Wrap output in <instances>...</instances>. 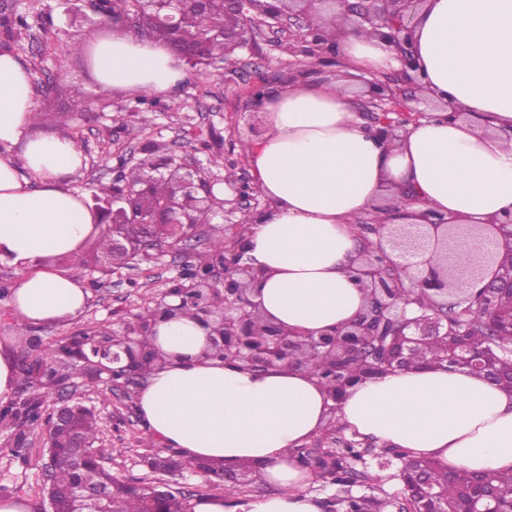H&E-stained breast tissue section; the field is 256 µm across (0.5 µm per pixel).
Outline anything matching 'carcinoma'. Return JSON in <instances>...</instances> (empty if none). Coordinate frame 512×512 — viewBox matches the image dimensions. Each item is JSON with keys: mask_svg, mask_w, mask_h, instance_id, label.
Masks as SVG:
<instances>
[{"mask_svg": "<svg viewBox=\"0 0 512 512\" xmlns=\"http://www.w3.org/2000/svg\"><path fill=\"white\" fill-rule=\"evenodd\" d=\"M95 21L113 27L131 17H140L144 24L141 33L149 38L166 42L187 65L195 69L196 75L207 76L210 69L219 70L234 63L233 51L224 40V29L230 24L224 20V0H214L208 8H202L195 0H182L172 21L164 19L170 13L165 0H91ZM0 26L10 40L20 38L31 29L28 16L18 10L3 14ZM41 45L53 51L56 73L49 89L56 97L68 101L69 108L82 112L86 99L66 80L64 48L58 32L42 29ZM185 180L182 164L169 155L167 149L154 144L145 150L139 164L127 173L108 183H99L93 188V206L103 222H112V202L122 196V183L127 181L135 187L132 209L127 211L131 222L138 219H166L164 210L173 200L175 190ZM182 209L174 214L182 221L195 226L211 223L214 209L223 205L216 199L208 206H201L185 199ZM224 238L209 240L207 247L196 253L192 267L200 269L215 259L224 256ZM112 253V229L96 240L94 249L88 254L71 258L81 268L94 267L106 272L104 259ZM496 323L489 322L488 311L479 303L448 307V319L466 326L463 336L444 340L428 339L424 352L414 358L417 365H440L457 368L454 360L455 345L465 346L470 355L487 367L488 379L512 388V306L503 303ZM132 331L140 333L142 355L133 363L132 369L140 379H146L158 368L162 358L151 343V336L144 334V316L127 322L121 330L101 326L94 330H80L53 343L38 335H29L20 348L18 359L19 377L26 387L25 397L13 400L0 407V425L10 431V439L3 452L11 462L22 468H43L48 458L54 460L52 482L44 483L43 490L57 509H72L74 512H187V505L176 492L152 483L131 485L112 476L104 468L111 449L100 441V427L94 411L83 409L71 422L48 423L45 434L46 448L35 457L29 436L37 429L45 407L53 404L59 387L78 378L90 385H100L104 377L102 367L108 365L112 353L121 352L126 336ZM301 364L309 373L328 387L333 379L325 368V356L321 351L302 350ZM365 449L348 442L335 449L331 458L324 461L317 477L336 485L366 482L379 484L377 472L360 470L358 462L364 458ZM382 452L396 457L400 468H418L420 479L426 482L439 499L447 504V512H460L474 494L489 478L500 493L501 506L512 504V472L474 473L466 469L443 468L438 463L418 456L405 448H382ZM103 485L108 496L98 502L78 497L84 490H93ZM380 503L373 498L346 497L337 501L338 512H382Z\"/></svg>", "mask_w": 512, "mask_h": 512, "instance_id": "cac0c4a2", "label": "carcinoma"}]
</instances>
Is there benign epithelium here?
Wrapping results in <instances>:
<instances>
[{"mask_svg": "<svg viewBox=\"0 0 512 512\" xmlns=\"http://www.w3.org/2000/svg\"><path fill=\"white\" fill-rule=\"evenodd\" d=\"M332 2L339 4L344 21H354V29L371 31L386 41L396 52L401 67L367 82L368 97L362 101L361 115L369 120L376 133L394 141L406 131L407 125L432 114L422 112L407 103L417 100L414 92L422 88L415 64L412 40L416 15L424 9L426 0H224V9L242 16L245 26L231 38L232 46L241 48L256 37L259 27L269 21L296 20L299 31L296 38L310 44L309 52L325 63L335 55L329 47L324 31L313 25L310 16L315 6ZM185 168L190 178L185 184L189 191L203 192L199 202L204 204L211 194L203 190L199 166L188 162ZM231 204L240 208L253 199L259 187L246 180L234 188ZM419 224L358 225L359 266L353 277L367 288L368 304L351 324L317 336L290 333L288 329L266 322L259 305L252 300L255 276L245 262V244L236 237L224 253L204 273L193 279H176L157 304L158 310L146 315L149 323L159 319V313L172 317L185 301L196 302L200 309V323L209 330L213 342L210 350H224V359L238 360L244 367L262 371L282 361L285 346L291 341L309 349L323 352L331 368L340 363L349 350L372 351L381 346L384 336L396 337L392 357L393 367H413L411 358L421 341L428 336L446 337L448 325V297L456 295L465 302L470 296L473 268L494 261V248L501 241L512 240V216L494 219L481 229L448 223V218L423 211ZM183 224L174 220L168 224L174 240L164 242L147 233L142 236V251L155 258L170 250H185L197 241V231L185 235ZM489 232L482 255L473 257L465 246L469 237L476 238ZM220 290L224 293V312L206 307L208 295ZM416 290H425L432 297L430 307L411 314L408 298ZM489 306L490 317H495V299L512 294V269L493 274L481 289ZM138 336H127L124 356L112 355V363L126 362V372L112 377V390H123L125 383L136 379L131 369L136 355Z\"/></svg>", "mask_w": 512, "mask_h": 512, "instance_id": "obj_1", "label": "benign epithelium"}]
</instances>
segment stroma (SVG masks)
<instances>
[{
  "label": "stroma",
  "mask_w": 512,
  "mask_h": 512,
  "mask_svg": "<svg viewBox=\"0 0 512 512\" xmlns=\"http://www.w3.org/2000/svg\"><path fill=\"white\" fill-rule=\"evenodd\" d=\"M4 4L16 5L30 14V30L20 41L11 43L10 50L29 67L38 107H46L45 86L56 71L52 52L41 46L42 27L56 29L67 46V77L84 93L86 109L72 112L64 103H56L47 126L69 136L84 153L87 166L72 179L70 187L85 196L98 182L110 181L113 167H135L143 146L152 141L166 145L179 161L195 160L203 165L208 164L211 153L200 152L199 146L210 144L211 152L224 155L223 168L213 171L216 178H223L225 169L230 168L236 179H251L246 146L255 138L254 128L262 124L260 105L249 93L252 83L258 75L269 76L268 88L274 91L299 70L308 68L316 75L321 72L320 67H309L304 53L290 48L287 33L264 27L248 48L236 51L232 66L205 79L185 70L181 83L172 91L157 94V107L148 110L138 105L137 93L104 86L87 62L86 54L98 33L91 25L79 28L73 24L76 15L87 13V0H0V6ZM132 125L143 128L141 138L126 136L125 127ZM181 262V257L166 255L114 269L102 287H92L90 303L77 320L40 329V336L53 341L101 325L120 328L124 320L152 307L176 276ZM76 395L99 417L100 436L112 450L105 466L113 476L126 483L156 482L158 475L147 462L170 455L171 450L161 440L147 436L135 394L104 395L99 389L83 385ZM171 481L193 499L221 497L244 502L277 492L276 486L255 476L237 486L210 482L189 460ZM0 483L9 486L11 497L26 500L31 512H47L38 470L14 468L0 453Z\"/></svg>",
  "instance_id": "stroma-1"
}]
</instances>
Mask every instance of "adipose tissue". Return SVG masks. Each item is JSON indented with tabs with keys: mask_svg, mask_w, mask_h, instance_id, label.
<instances>
[{
	"mask_svg": "<svg viewBox=\"0 0 512 512\" xmlns=\"http://www.w3.org/2000/svg\"><path fill=\"white\" fill-rule=\"evenodd\" d=\"M350 68L398 69L377 36H339ZM427 97L446 104L403 137L373 136L338 75L294 80L268 95L265 132L248 159L270 210L245 226L257 302L289 330L319 334L344 326L368 302L351 273L356 224L416 223L406 196L452 224H487L512 212V0H428L414 31ZM95 72L115 90L161 93L183 79L181 61L160 42L113 30L94 51ZM461 117L451 115V108ZM31 74L0 51V264L18 278L9 306L25 327L79 318L90 292L47 258L77 254L104 225L67 185L84 156L73 140L33 132ZM390 209H375L378 198ZM165 363L144 380L138 412L148 432L187 459L231 469L259 464L278 494L245 503L199 498L191 512H322L304 493L310 475L293 454L330 413L357 434L472 472L512 470V390L445 367L389 370L332 400L307 370L277 364L253 372L203 356L206 329L182 315L156 328Z\"/></svg>",
	"mask_w": 512,
	"mask_h": 512,
	"instance_id": "1",
	"label": "adipose tissue"
}]
</instances>
